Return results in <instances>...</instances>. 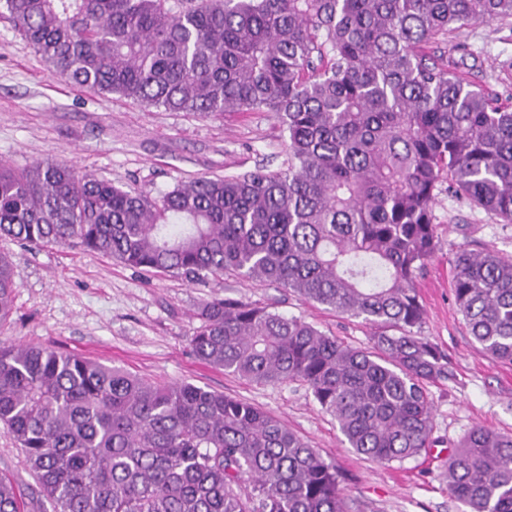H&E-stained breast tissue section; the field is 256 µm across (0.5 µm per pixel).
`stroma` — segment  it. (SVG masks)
Masks as SVG:
<instances>
[{
  "mask_svg": "<svg viewBox=\"0 0 512 512\" xmlns=\"http://www.w3.org/2000/svg\"><path fill=\"white\" fill-rule=\"evenodd\" d=\"M473 85L512 100V19L475 22L439 44ZM288 134L273 112H228L213 119L147 108L116 95L69 85L0 15V161H70L79 171L154 198L200 176L280 169ZM438 249L417 281L423 336L448 358L449 377L430 385L435 444L418 457L373 463L348 448L329 413L306 387L259 385L198 360L190 338L206 301L232 298L297 316L354 347L369 344L362 319L300 299L288 289L225 276L190 283L137 271L106 255L0 240L13 267L12 312L0 322V347L41 346L117 366L145 381L190 382L247 400L299 434L342 477L353 512H464L448 494V458L460 438L482 426L512 434V363L485 355L453 298L452 259L459 248L512 256V224L440 192L434 207ZM24 495L29 512H52L22 449L0 429V474Z\"/></svg>",
  "mask_w": 512,
  "mask_h": 512,
  "instance_id": "1",
  "label": "stroma"
}]
</instances>
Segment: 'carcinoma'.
I'll return each instance as SVG.
<instances>
[{
  "instance_id": "carcinoma-1",
  "label": "carcinoma",
  "mask_w": 512,
  "mask_h": 512,
  "mask_svg": "<svg viewBox=\"0 0 512 512\" xmlns=\"http://www.w3.org/2000/svg\"><path fill=\"white\" fill-rule=\"evenodd\" d=\"M77 87L170 112H275L287 168L201 177L150 199L64 160L0 163V239L99 252L203 282L288 288L375 328L357 348L299 317L205 302L202 362L307 387L378 463L432 447L428 386L448 361L421 335L417 277L448 195L512 224V103L429 46L512 0H0ZM453 297L475 343L512 363V257L458 250ZM15 288L0 254V320ZM0 424L54 512H349L336 466L286 424L190 383L147 382L47 348H0ZM466 512H512V436L475 428L448 463ZM0 477V512H23Z\"/></svg>"
}]
</instances>
